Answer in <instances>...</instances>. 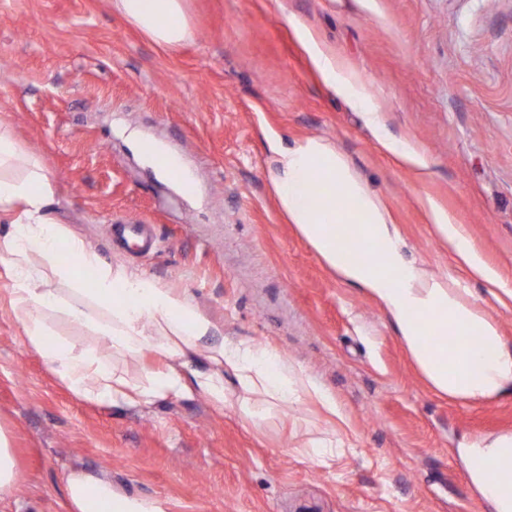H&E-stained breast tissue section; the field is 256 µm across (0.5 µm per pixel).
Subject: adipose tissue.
Returning a JSON list of instances; mask_svg holds the SVG:
<instances>
[{"label":"adipose tissue","instance_id":"ef3b65f1","mask_svg":"<svg viewBox=\"0 0 512 512\" xmlns=\"http://www.w3.org/2000/svg\"><path fill=\"white\" fill-rule=\"evenodd\" d=\"M112 6L159 46L176 48L194 37L185 0H112ZM306 46L326 85L349 96L374 126H381L379 107L353 74L314 40H307ZM268 144L267 178L283 215L344 283L359 288L386 311L431 387L470 401L512 393V347L497 324L467 300L466 289L456 280L426 277L406 258L404 240L390 213L345 157L314 138L290 144L273 135ZM307 184L316 185L318 192L303 204L298 195ZM54 196L41 160L24 154L9 130L0 126V218L12 226L0 235V267L13 281L10 308L30 346L78 397L121 407L168 395L204 394L220 407L237 402L246 413L254 394L281 406L305 396L335 413V401L311 378L264 345L216 337L214 325L176 289L103 263L51 217ZM435 227L475 276L492 281L450 216L437 215ZM41 260L83 288L87 304L65 303L46 288L37 266ZM89 269L95 277L88 283L82 273ZM56 309L73 322H98L101 336L113 349L160 355L167 362L165 369L149 370L146 383L132 384L72 343L47 341V326L39 314ZM429 329L441 336V348L427 341ZM200 354L209 369L196 368ZM228 373L235 388L224 384ZM458 454L469 480L494 512H512V437L464 446ZM66 493L71 512H87L91 500L98 512H161L151 501L114 499L106 479L87 473L70 475Z\"/></svg>","mask_w":512,"mask_h":512}]
</instances>
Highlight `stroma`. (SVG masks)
Segmentation results:
<instances>
[{
	"label": "stroma",
	"instance_id": "1",
	"mask_svg": "<svg viewBox=\"0 0 512 512\" xmlns=\"http://www.w3.org/2000/svg\"><path fill=\"white\" fill-rule=\"evenodd\" d=\"M192 43L162 48L110 0H0V121L41 158L53 216L112 266L178 289L224 338L266 345L336 402L216 410L204 395L112 407L76 396L29 346L0 268V433L18 487L0 512H70L69 474L104 477L163 512H493L458 447L512 436V396L480 402L427 383L376 301L342 283L280 212L268 134L342 153L427 276L455 277L512 344V0H186ZM364 85L387 135L315 68L298 28ZM150 139L194 194L133 145ZM462 224L493 287L461 267L429 204ZM153 228V251L109 227ZM52 338L133 384L161 367L93 326L47 315ZM336 442L333 457L310 440Z\"/></svg>",
	"mask_w": 512,
	"mask_h": 512
}]
</instances>
